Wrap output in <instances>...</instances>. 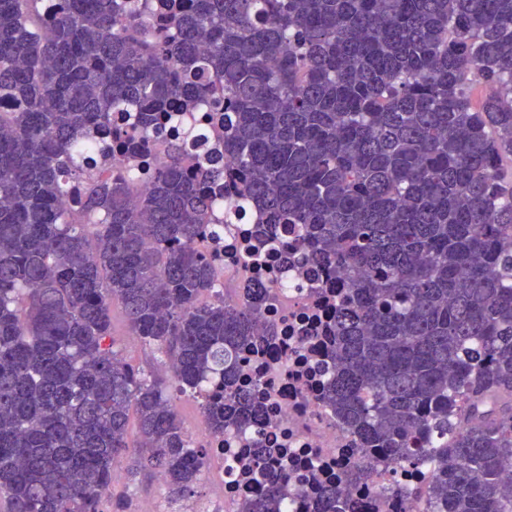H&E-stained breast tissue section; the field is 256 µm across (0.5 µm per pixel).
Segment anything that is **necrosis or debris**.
Segmentation results:
<instances>
[{"label": "necrosis or debris", "instance_id": "4bbe7bcc", "mask_svg": "<svg viewBox=\"0 0 512 512\" xmlns=\"http://www.w3.org/2000/svg\"><path fill=\"white\" fill-rule=\"evenodd\" d=\"M188 119L195 126L188 139L190 160L223 155L222 113L205 102ZM224 170V205L213 213L215 226L205 230L197 247L225 303L247 301L249 289H266L260 334L239 353L240 382L251 392L260 417L258 423L239 424L219 436L197 425V446L220 464L214 475L218 495L148 501L141 512H239L241 504L264 492L249 474L260 447L272 466L288 473L281 488L283 512H312L313 487L335 482L356 464L367 465V476L343 491L359 501L361 512H438L429 502L400 493L428 481L430 466L403 467L384 459L368 463L327 404L325 379L334 369L330 324L344 294L342 274L297 254L294 225L262 223L256 203L242 195L234 167L228 164ZM253 250L262 253V261L245 264L244 256Z\"/></svg>", "mask_w": 512, "mask_h": 512}]
</instances>
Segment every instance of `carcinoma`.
<instances>
[{"label":"carcinoma","instance_id":"obj_1","mask_svg":"<svg viewBox=\"0 0 512 512\" xmlns=\"http://www.w3.org/2000/svg\"><path fill=\"white\" fill-rule=\"evenodd\" d=\"M0 0V501L101 512L132 481L191 494L207 450L166 381L114 350L118 302L173 359L214 434L248 413L238 353L258 309L225 304L194 246L224 180L182 148L86 175L91 132L131 144L210 101L264 223L345 275L327 403L370 459L432 462L439 512H512V0ZM496 93L472 103V85ZM139 113L112 127V113ZM96 228L95 241L85 232ZM219 376L222 394L203 391ZM140 441L130 450V410ZM478 418L481 425L469 427ZM242 512H282V473ZM318 512H360L337 489Z\"/></svg>","mask_w":512,"mask_h":512}]
</instances>
